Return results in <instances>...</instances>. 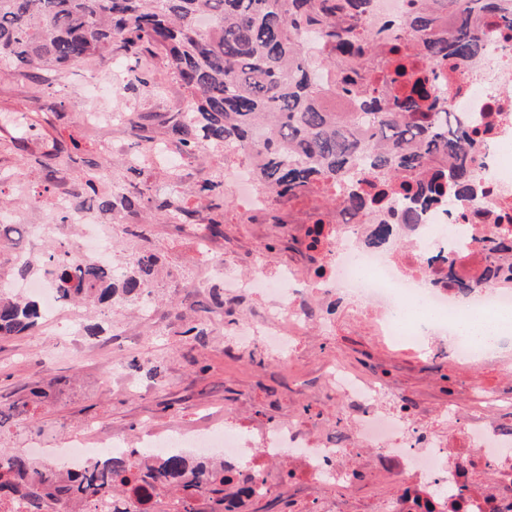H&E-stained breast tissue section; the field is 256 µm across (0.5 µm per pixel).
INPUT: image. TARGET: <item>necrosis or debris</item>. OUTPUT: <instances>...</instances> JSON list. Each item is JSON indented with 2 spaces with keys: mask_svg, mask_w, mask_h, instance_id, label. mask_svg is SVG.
<instances>
[{
  "mask_svg": "<svg viewBox=\"0 0 512 512\" xmlns=\"http://www.w3.org/2000/svg\"><path fill=\"white\" fill-rule=\"evenodd\" d=\"M466 73L465 81L451 87L449 110L464 128L485 130L472 194L451 193L423 207L417 223L394 225L391 237L377 247L366 242L365 216L286 207L291 237L306 239L317 224L323 229L315 271L301 277L288 265L272 274L258 269L242 280L215 255L194 279L198 289L218 280L223 288L267 297L262 327L238 323L232 328L240 345L258 342L267 354L292 361L295 343L310 324L301 305L305 295L342 306L352 320L367 324L371 335L394 346L435 341L466 363L478 353L472 337L458 333L461 323H512V271L506 269L512 264V96L499 89L501 81L512 79V43L490 41ZM224 183L234 192L238 213L248 219L260 221L274 204L251 156L238 154L225 162ZM49 208L83 231L71 267L88 260L111 264L105 239L90 233L95 219L87 207L59 193ZM489 229L504 245L502 267L494 272L476 243ZM451 254L458 258L453 266L447 262ZM454 277L478 285L463 295L451 285ZM321 391L336 404L347 430L343 440L331 437L332 425L325 421H291L244 434L232 421L221 420L170 434L149 430L138 444L156 457L191 448L199 458L223 459L227 475L256 478L254 496L227 495L224 512H250L255 498L274 495L284 480L295 499L293 512H512V390L469 383L457 401L436 408L433 426L405 404L396 387L339 364L326 367ZM364 449L373 454L374 476L394 484L395 495H343L358 477L346 460ZM127 451L121 441L94 445L78 437L53 454L65 469L82 470ZM281 462L287 471L278 470ZM489 474L493 482L482 483Z\"/></svg>",
  "mask_w": 512,
  "mask_h": 512,
  "instance_id": "4bbe7bcc",
  "label": "necrosis or debris"
}]
</instances>
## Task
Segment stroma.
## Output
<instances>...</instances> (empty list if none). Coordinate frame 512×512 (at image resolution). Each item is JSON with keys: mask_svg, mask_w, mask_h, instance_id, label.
Wrapping results in <instances>:
<instances>
[{"mask_svg": "<svg viewBox=\"0 0 512 512\" xmlns=\"http://www.w3.org/2000/svg\"><path fill=\"white\" fill-rule=\"evenodd\" d=\"M87 76L85 63L67 72L71 92L47 94L35 85L12 77L0 78V172L24 167L26 180L40 205L27 207L29 221L49 218L46 201L63 183L82 179L90 162L107 161L113 178L126 186L143 181L165 182L160 169L128 170L121 156L103 158L102 139L124 143L127 151L141 143L128 129L104 132L83 125L82 112L95 107L88 97L73 99ZM164 99L138 95L120 86L112 95L117 109L147 118L148 127L165 137L161 121L168 112L184 107L187 94L180 84L167 81ZM40 115L39 127L29 118ZM195 171L184 174L186 207L205 210L220 221L222 233L211 238L210 248L223 253L226 264L245 274L256 266L276 270L301 246L282 225L280 209L263 223L252 224L235 210L232 194L222 208L195 191ZM104 232H116L112 253L117 262L135 252H159L162 269L153 283L155 315L146 320L131 309L116 306L111 312L84 310L85 321L100 323L96 338H72L64 333L69 310L40 322L32 331L0 338V407L28 406L32 420L19 419L0 428V450L59 448L86 426L97 434L132 440L143 430L187 424L213 412L228 410L233 419L275 427L290 420L332 417L336 405L315 392L323 360L337 359L351 367L384 377L419 404L435 407L460 397L468 380L486 388L512 387V358L476 365L455 362L447 352L395 348L369 336L365 327L341 328L337 335L312 333L291 364L266 355L260 347L240 349L229 344L227 327L236 322L260 324L264 300L228 293L223 306H213L208 291L192 286L202 248L187 225L157 219L152 213L129 214L125 227L114 230L111 213L98 212ZM220 317L224 331L199 339L190 328L197 321ZM161 363L163 379L153 382L145 373L128 367L132 357ZM43 396L33 400L34 388Z\"/></svg>", "mask_w": 512, "mask_h": 512, "instance_id": "35a3bbf8", "label": "stroma"}]
</instances>
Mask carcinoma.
<instances>
[{
  "mask_svg": "<svg viewBox=\"0 0 512 512\" xmlns=\"http://www.w3.org/2000/svg\"><path fill=\"white\" fill-rule=\"evenodd\" d=\"M366 0H0V74L46 86L74 62L112 58L114 49L161 57L188 94L186 108L164 119L167 132L190 151L234 147L254 156L261 186L277 199L299 202L328 181H339L369 153L364 170L382 189L357 188L338 207L364 212L396 186L424 205L446 190L471 191L474 139L440 111L448 85L438 81L444 63L450 80L462 78L484 50L483 19L495 0H410L412 7L392 40L364 30ZM309 30L320 52L303 44ZM331 82L319 84V68ZM155 81L131 70L128 85L153 94ZM357 102L339 112L335 98ZM198 192L221 207L224 179L205 172ZM78 202L105 212L174 209L176 219L193 221V211L173 207L150 183L135 192L113 189L93 169L72 184ZM390 222L370 225L367 241L389 235ZM65 243L33 261L16 256L0 266V279L41 275L65 303L86 307L136 299L150 289L159 257L139 252L122 274L89 262L77 276L69 272ZM41 318L39 305L0 295V337L21 334ZM129 368L156 380L161 365L134 358ZM138 490L171 486L188 507L198 494L224 504L230 481L224 461L204 462L174 453L151 458L134 451L88 466L83 473L39 462L24 452L0 450V499L19 498L28 512H45L57 497L82 512H125L123 487Z\"/></svg>",
  "mask_w": 512,
  "mask_h": 512,
  "instance_id": "cac0c4a2",
  "label": "carcinoma"
}]
</instances>
